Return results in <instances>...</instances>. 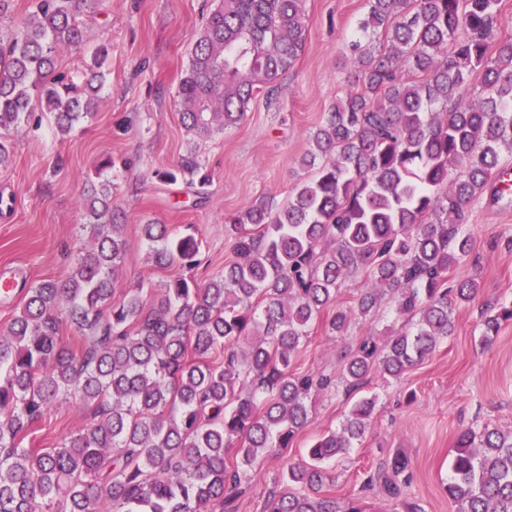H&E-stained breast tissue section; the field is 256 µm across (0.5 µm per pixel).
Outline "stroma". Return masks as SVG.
Wrapping results in <instances>:
<instances>
[{
	"instance_id": "1",
	"label": "stroma",
	"mask_w": 512,
	"mask_h": 512,
	"mask_svg": "<svg viewBox=\"0 0 512 512\" xmlns=\"http://www.w3.org/2000/svg\"><path fill=\"white\" fill-rule=\"evenodd\" d=\"M214 6L215 0H88L82 16L87 39L80 49L60 52L57 68L76 74L104 44L107 83L93 117L70 134L58 136L46 118L9 136L10 161L0 168V272L30 282L68 272L70 253L90 239L83 229L86 176L107 158L115 163L112 200L124 214L122 291L181 273L153 267L142 224L194 228L201 241L194 275L203 282L235 258L226 219L263 196L284 202L308 179L301 160L311 135L354 79L345 52L367 12L366 0H306L308 40L278 89L259 91L242 121L201 137L182 125L178 92L196 35ZM190 151L211 175L203 197L184 181L158 176ZM469 228L473 249L451 275L475 279L476 298L455 308L452 334L400 380L370 375L363 393L377 398L373 425L360 446L329 466V493L359 498L363 512H406L408 501L419 512H457L446 484L458 433L484 425L512 431V321L502 323L490 342L481 340L486 313L512 301V205L479 201ZM364 286L359 276L343 282L337 304L353 311L346 334L331 335L318 321L296 356L298 370L338 378L348 348L387 334L393 324L387 306L374 317L354 311ZM312 401V419L287 454L255 465L236 512H266L288 461L300 459L316 437L340 430L352 404L333 387ZM89 416L78 400L56 402L35 428V445L60 446ZM397 449L413 463L408 497L390 496L379 484L361 490L362 475L377 471Z\"/></svg>"
}]
</instances>
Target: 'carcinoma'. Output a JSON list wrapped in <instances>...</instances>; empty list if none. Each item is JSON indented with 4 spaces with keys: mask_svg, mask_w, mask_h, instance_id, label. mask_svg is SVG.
<instances>
[{
    "mask_svg": "<svg viewBox=\"0 0 512 512\" xmlns=\"http://www.w3.org/2000/svg\"><path fill=\"white\" fill-rule=\"evenodd\" d=\"M87 0H30L0 37L3 134L30 126L43 103L67 135L91 116L107 49L80 77L55 74L58 51L79 48ZM347 60L355 80L325 113L302 165L313 171L285 204L256 200L225 221L236 259L205 283L184 274L115 298L126 248L107 161L83 192L90 246L68 274L31 283L0 336V512H224L245 492L253 464L288 448L313 415L324 376L295 357L310 328L362 275L366 317L390 293L401 326L366 338L342 365L347 397L378 372L398 379L448 337L473 279L449 278L472 248L471 205L509 189L512 37L500 36L499 0H367ZM383 36L378 47L371 38ZM308 37L305 0H218L196 35L180 83L181 118L198 134L242 120L254 94L286 73ZM479 92L472 104L463 98ZM205 193L210 176L189 153L159 173ZM156 267L192 270L200 242L164 224L141 225ZM512 320V302L484 320V338ZM350 311L328 330L347 332ZM73 332L64 343L63 327ZM92 409L58 448L29 441L61 398ZM376 397L355 400L341 432L288 462L269 512H363L325 493L328 465L363 441ZM410 466L396 451L384 486L404 496ZM448 496L458 512H512V432L469 427L458 436Z\"/></svg>",
    "mask_w": 512,
    "mask_h": 512,
    "instance_id": "cac0c4a2",
    "label": "carcinoma"
}]
</instances>
